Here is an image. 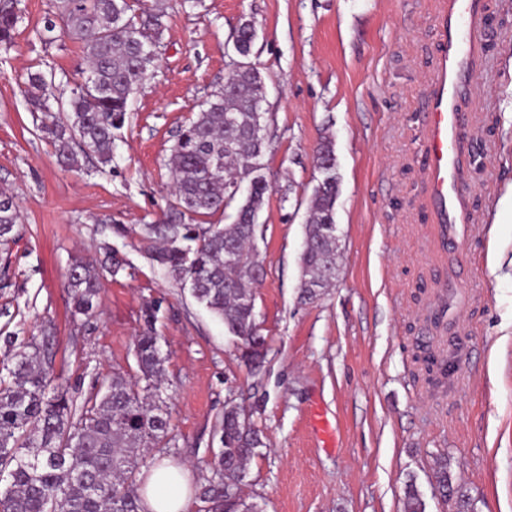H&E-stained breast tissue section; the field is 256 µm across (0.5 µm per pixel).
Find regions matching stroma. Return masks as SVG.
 <instances>
[{
	"label": "stroma",
	"mask_w": 512,
	"mask_h": 512,
	"mask_svg": "<svg viewBox=\"0 0 512 512\" xmlns=\"http://www.w3.org/2000/svg\"><path fill=\"white\" fill-rule=\"evenodd\" d=\"M160 13L155 67L116 130L110 165L61 167L25 96L28 73L55 75L69 97L85 76L81 41L37 32L56 0H21L0 49V191L18 205L15 242L0 244V362L31 337L49 344L56 383L83 400L112 374L136 375L148 305L166 357L172 441L150 462L210 474L226 405L251 414L263 448L247 497L265 512H403L416 484L425 512H453L435 491L447 460L475 512H512V0H485L486 52L473 77L464 183L473 222L440 243L424 206L423 130L439 41L437 0H130ZM262 104L269 191L255 245L259 366L151 259L144 227L167 223L168 159L181 127L234 67L244 21ZM336 156L334 284L300 298L299 258L314 188L313 151ZM125 261L98 304L72 315L73 257L104 245ZM463 369L438 380L424 358Z\"/></svg>",
	"instance_id": "35a3bbf8"
}]
</instances>
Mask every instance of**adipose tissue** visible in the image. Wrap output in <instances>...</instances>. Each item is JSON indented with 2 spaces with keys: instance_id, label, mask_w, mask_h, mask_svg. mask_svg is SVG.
I'll return each instance as SVG.
<instances>
[{
  "instance_id": "obj_1",
  "label": "adipose tissue",
  "mask_w": 512,
  "mask_h": 512,
  "mask_svg": "<svg viewBox=\"0 0 512 512\" xmlns=\"http://www.w3.org/2000/svg\"><path fill=\"white\" fill-rule=\"evenodd\" d=\"M187 470L162 460L144 474L142 504L145 512H188L191 499L183 480Z\"/></svg>"
}]
</instances>
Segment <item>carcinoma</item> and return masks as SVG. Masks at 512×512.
Segmentation results:
<instances>
[{
  "instance_id": "1",
  "label": "carcinoma",
  "mask_w": 512,
  "mask_h": 512,
  "mask_svg": "<svg viewBox=\"0 0 512 512\" xmlns=\"http://www.w3.org/2000/svg\"><path fill=\"white\" fill-rule=\"evenodd\" d=\"M19 0H0V46L12 45L21 19ZM127 0H58L38 37L54 42L57 24L84 43L88 69L85 86L71 92L67 109L54 107V75L28 74L25 95L41 113L39 131L67 168L89 154L112 163L114 131L126 120L130 98L154 66L150 55L162 27L161 15L144 9L131 15ZM257 38L243 22L237 51L250 58ZM264 80L255 68L231 73L224 85L200 105L178 134L169 159L172 208L191 220L146 225L148 239L163 246L152 260L173 279L189 286L193 298L241 342L245 362L265 346L257 332L252 284L261 270L249 262L257 215L269 189L261 163L265 152L262 124ZM247 176L251 191L230 224H194L236 200L233 186ZM338 178L314 188L306 224L307 251L301 257L300 297L311 300L336 278L338 236L335 220ZM18 213L14 197L0 192V242L15 241ZM109 265L76 259L68 269L72 313L88 315L96 307L102 269L115 273L123 260L105 246ZM138 380L120 374L105 389L76 403L53 385L43 346L30 341L15 353L14 365L0 374V512H144L137 474L146 454L168 447L169 411L161 377L165 357L153 328L136 338ZM212 475L197 488L206 512H264L243 493L250 462L263 446L260 430L236 405L224 408ZM436 489L455 499L461 512H474L470 495L455 483L448 461L438 463ZM404 512H424L415 485L406 486Z\"/></svg>"
}]
</instances>
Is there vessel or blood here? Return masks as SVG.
<instances>
[{"label": "vessel or blood", "instance_id": "obj_1", "mask_svg": "<svg viewBox=\"0 0 512 512\" xmlns=\"http://www.w3.org/2000/svg\"><path fill=\"white\" fill-rule=\"evenodd\" d=\"M440 52L424 132L428 165L426 205L440 237L471 221L469 199L460 182L465 113L471 77L483 56L485 21L481 0H440L434 19Z\"/></svg>", "mask_w": 512, "mask_h": 512}]
</instances>
